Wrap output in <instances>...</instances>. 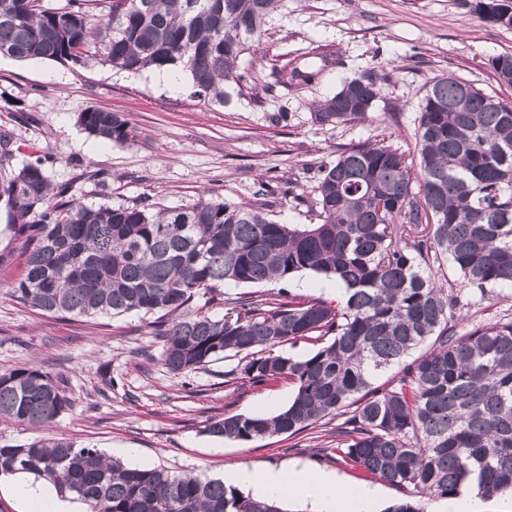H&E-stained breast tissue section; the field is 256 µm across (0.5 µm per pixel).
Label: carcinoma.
Wrapping results in <instances>:
<instances>
[{"mask_svg": "<svg viewBox=\"0 0 512 512\" xmlns=\"http://www.w3.org/2000/svg\"><path fill=\"white\" fill-rule=\"evenodd\" d=\"M283 0H109L96 22L81 0L45 8L40 0H0V55L83 64L101 40L103 63L139 73L167 68L187 76L191 97L224 103L226 88L252 80L241 56L260 46ZM505 0H476L486 21L503 19ZM490 66L512 86V55ZM274 84H309L317 71L273 64ZM388 81L384 66L346 81L318 104L314 119L341 125L364 119ZM90 134L123 145L136 131L118 112L87 108ZM414 146L387 140L351 144L319 166L314 197L293 200L316 211L313 224H282L264 206L201 198L188 206L87 207L71 184L54 182L48 160L14 167L21 152L0 133V201L7 230L26 255L15 297L45 314L157 316L162 360L185 374L231 353L243 378L292 380L295 394L273 416L225 414L206 431L229 442L295 435L345 416L336 451L364 472L410 490L386 512H426L469 483L486 497L512 493V318L453 333L460 292L432 266L446 263L460 286L480 296L512 288V102L459 77L425 84ZM300 271L345 288L333 305L277 295L239 298L216 318L196 307L218 300L226 282L286 281ZM324 341L296 359L276 348ZM426 347L419 357L409 354ZM401 367L395 383L376 375ZM71 399L48 372L26 365L0 374V420L37 428ZM0 473H24L89 503L92 512H288L222 478L175 474L107 458L63 439L0 445Z\"/></svg>", "mask_w": 512, "mask_h": 512, "instance_id": "obj_1", "label": "carcinoma"}]
</instances>
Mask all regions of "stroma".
<instances>
[{"label":"stroma","instance_id":"1","mask_svg":"<svg viewBox=\"0 0 512 512\" xmlns=\"http://www.w3.org/2000/svg\"><path fill=\"white\" fill-rule=\"evenodd\" d=\"M475 0H285L267 23L259 51L241 58L259 81L269 79L271 60L292 66H322L319 79L276 87L256 99L251 87L229 102L205 105L187 86L162 88L151 71L119 72L103 64L96 44L86 47L81 66L38 59L0 57V130L22 152L40 150L57 159L55 181L72 183L84 205L130 204L151 197L161 206L193 204L206 196L251 203L260 183L275 189L270 218L308 224L314 216L287 196L289 180L305 189L316 184L320 164L335 160L346 144L372 139L386 120V105L402 110L391 126L394 142L414 141L417 104L426 81L441 74L469 80L512 101V87L499 85L488 62L512 53V28L484 21ZM382 63L393 75L380 103L358 124L322 126L313 107L343 82ZM88 107L120 112L137 138L126 145L100 140L77 122ZM30 119L18 121V112ZM100 180L83 177L84 169ZM25 258L12 251L0 265V373L33 363L51 373L71 397L69 410L34 430L0 422V444L31 438H64L111 453L135 448L140 467L162 466L184 474L223 477L236 463L336 472L346 484L380 487L378 507L406 499L408 492L379 482L339 462L336 426L327 424L292 436L241 444L209 435L207 425L224 414L272 415L286 408L295 385L282 379L255 385L224 374L236 356L187 375L162 361V341L148 318L59 319L17 301L13 286ZM335 281L300 272L284 284H229L226 298L285 289L298 298L327 297ZM512 315V288L495 290L461 312L460 326Z\"/></svg>","mask_w":512,"mask_h":512}]
</instances>
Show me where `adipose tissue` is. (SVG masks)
I'll return each mask as SVG.
<instances>
[{"mask_svg": "<svg viewBox=\"0 0 512 512\" xmlns=\"http://www.w3.org/2000/svg\"><path fill=\"white\" fill-rule=\"evenodd\" d=\"M228 482L248 489L254 497L297 498L311 503L316 512H376L377 488L355 485L343 487L332 471H312L300 467L233 466ZM13 496L28 512H84L81 502L60 498L52 483L20 476L10 484Z\"/></svg>", "mask_w": 512, "mask_h": 512, "instance_id": "adipose-tissue-1", "label": "adipose tissue"}]
</instances>
